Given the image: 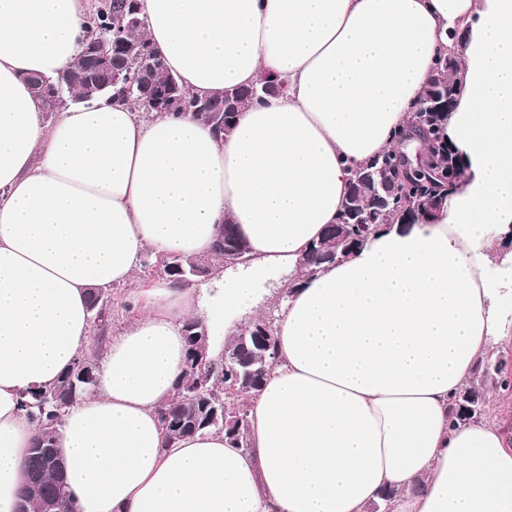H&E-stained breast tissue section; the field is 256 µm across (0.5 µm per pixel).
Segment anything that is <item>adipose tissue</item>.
I'll list each match as a JSON object with an SVG mask.
<instances>
[{
    "label": "adipose tissue",
    "instance_id": "adipose-tissue-1",
    "mask_svg": "<svg viewBox=\"0 0 512 512\" xmlns=\"http://www.w3.org/2000/svg\"><path fill=\"white\" fill-rule=\"evenodd\" d=\"M90 0H0V512H15L37 434L21 403L93 349L88 291L128 282L144 249L207 255L236 224L259 268L295 270L336 223L352 171L397 146L440 54L463 88L441 139L467 169L430 221L391 224L293 290L279 354L250 401V445L166 442L157 410L206 312L158 277L108 336L57 448L74 512H512V448L450 407L512 317V0H140L165 68L204 97L269 76L280 94L215 136L189 115L106 96L46 120L27 78L69 67Z\"/></svg>",
    "mask_w": 512,
    "mask_h": 512
}]
</instances>
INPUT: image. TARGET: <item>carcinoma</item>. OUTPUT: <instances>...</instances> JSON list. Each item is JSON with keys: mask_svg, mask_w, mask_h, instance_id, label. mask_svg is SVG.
<instances>
[{"mask_svg": "<svg viewBox=\"0 0 512 512\" xmlns=\"http://www.w3.org/2000/svg\"><path fill=\"white\" fill-rule=\"evenodd\" d=\"M133 0H121L114 3L109 0L95 14L88 17V24L91 36L96 37L111 30L112 27L126 23L127 13ZM147 67L149 73L148 83L153 88H163L167 91H174L182 95L187 104L182 113L197 114L195 102L198 96L186 91L177 78L166 71L162 65L157 64ZM73 78L76 84L68 87L63 86L62 104L74 102L84 103L94 98L105 96L112 90L107 85L110 76L114 72L127 71L125 53L120 52L112 56L108 66L99 67L96 71L90 70V61L86 52V45H81L80 51L71 65ZM460 70L458 56L450 54L441 57L436 65L435 72L423 88L417 107L422 109L421 115L429 130H434L448 117V99H456L461 90V82L452 79ZM274 81L264 76L257 83L236 87L221 91L208 97L210 106L207 111L212 116L224 120V133L232 131L237 112L244 105L260 101L264 97L274 93ZM396 155L385 153L378 156L367 164L363 165L364 172H383L386 177V197H399L407 192V189L399 184L393 174ZM440 182H422L412 186L417 195V202L421 204L436 202V196L440 195ZM361 212L364 220L353 226L351 235L354 244L344 252L349 256L359 249L368 238L379 229V227L390 224L396 219L402 218L399 210L392 207V204H378L376 198L370 195L369 184H362L356 190L350 191L346 198L342 211L338 217V223L347 224L351 222L352 212ZM336 225L329 224L325 227L322 235L313 241L320 251L341 250L343 243L336 239ZM237 233L233 224H222L219 233L214 241L212 252L206 256H186L181 258L164 259L157 264L156 272L172 280L176 285L186 288L196 281L197 273L206 271L208 273L217 271L223 267L224 259L232 255V251L224 244V234ZM111 297L107 288L89 289V311L90 321L94 333V349L102 350L106 340V334L110 327L111 309L104 300ZM203 324L196 319H189L183 324L182 333L186 342L185 372L182 381L178 384L180 397L172 398L171 401L159 409V414L170 415L167 426L164 427V434L168 440H176L198 431H213L222 433V424H211L208 422L209 415L214 410L222 411L224 406L234 408L242 417L243 424L229 439L237 442L242 447H248L249 431V406L246 394L242 393L236 397L229 398L224 392V386L230 377H250L255 374L259 376L260 383L250 391V394L257 395L262 390L267 377L278 356V348L272 347L273 355H264L258 350L246 348V341L235 339L226 357L212 366L211 378L208 384L199 388L196 386L194 367L204 354L205 345L203 342ZM496 361L493 354L488 353L478 360L467 384L455 397L451 406L452 424L462 425L474 419L485 416L488 404V384H494V388L503 392H512V380H497L490 376L486 366ZM77 368H72L53 387L39 390L25 402L24 407L28 416L36 424L37 437L35 446L53 451V440L58 438L63 425L64 416L67 410L80 397L87 394L93 383H77ZM27 472L38 474L41 483V494L46 497L57 495L60 490L67 489L63 478V471L48 465L45 458L29 453L27 461Z\"/></svg>", "mask_w": 512, "mask_h": 512, "instance_id": "1", "label": "carcinoma"}]
</instances>
